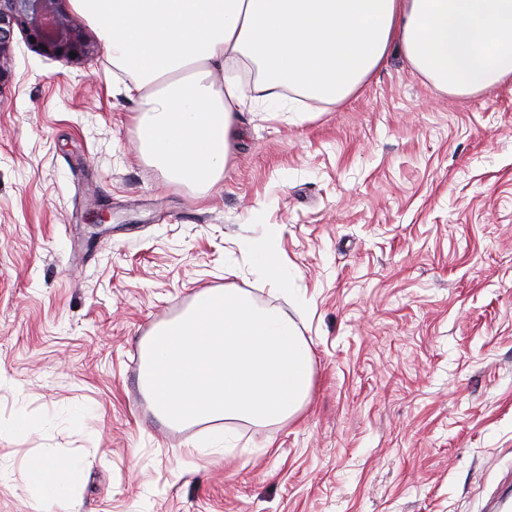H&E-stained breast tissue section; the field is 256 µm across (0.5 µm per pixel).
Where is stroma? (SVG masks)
Listing matches in <instances>:
<instances>
[{"mask_svg":"<svg viewBox=\"0 0 512 512\" xmlns=\"http://www.w3.org/2000/svg\"><path fill=\"white\" fill-rule=\"evenodd\" d=\"M84 31L69 66L16 36L0 89V512H53L21 479L48 460L81 512L512 505V82L455 96L391 53L339 104L241 113L203 193L143 157L149 93ZM229 284L293 322L309 398L281 424H168L141 344Z\"/></svg>","mask_w":512,"mask_h":512,"instance_id":"stroma-1","label":"stroma"}]
</instances>
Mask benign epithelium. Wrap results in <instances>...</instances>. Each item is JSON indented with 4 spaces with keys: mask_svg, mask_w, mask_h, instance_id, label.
Returning <instances> with one entry per match:
<instances>
[{
    "mask_svg": "<svg viewBox=\"0 0 512 512\" xmlns=\"http://www.w3.org/2000/svg\"><path fill=\"white\" fill-rule=\"evenodd\" d=\"M69 0H0V86L10 74L3 60L12 50L14 31L43 55L69 64L88 58L94 46L68 7Z\"/></svg>",
    "mask_w": 512,
    "mask_h": 512,
    "instance_id": "1",
    "label": "benign epithelium"
}]
</instances>
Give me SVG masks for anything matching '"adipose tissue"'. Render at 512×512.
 <instances>
[{
	"label": "adipose tissue",
	"instance_id": "1",
	"mask_svg": "<svg viewBox=\"0 0 512 512\" xmlns=\"http://www.w3.org/2000/svg\"><path fill=\"white\" fill-rule=\"evenodd\" d=\"M106 52L135 79L160 88L139 112L146 155L174 181L203 187L224 171L242 131L239 112L280 103L283 89L327 104L353 94L399 51L452 95L512 80V0H72ZM262 78L254 98L237 67ZM56 512H81L70 471L48 461L24 475Z\"/></svg>",
	"mask_w": 512,
	"mask_h": 512
}]
</instances>
